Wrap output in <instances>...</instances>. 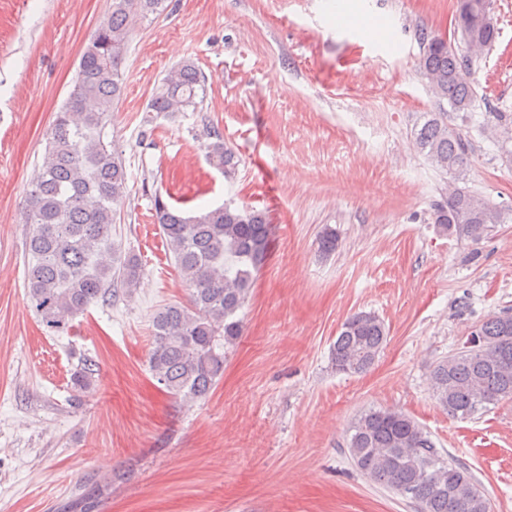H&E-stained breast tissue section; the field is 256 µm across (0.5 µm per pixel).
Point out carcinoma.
Listing matches in <instances>:
<instances>
[{
    "mask_svg": "<svg viewBox=\"0 0 512 512\" xmlns=\"http://www.w3.org/2000/svg\"><path fill=\"white\" fill-rule=\"evenodd\" d=\"M168 0H112L83 52L74 86L55 113L38 173L26 195V297L39 321L56 334L90 305L108 295L133 292L144 274L138 256L112 240V225L128 197L122 152L107 126L123 85L122 65L137 21L161 14ZM470 19L457 26L461 39L486 49L497 28L483 23L484 0H469ZM420 68L426 86L450 111L468 113L471 82L461 73L465 58L448 50V41L424 42ZM206 79L190 59L171 69L154 88L146 111L167 118L199 111ZM415 132L417 149L431 164L464 180L469 145L448 127V113L428 112ZM210 163L229 175L239 158L215 127L204 131ZM155 219L186 284L187 302L164 305L153 317V342L147 354L152 377L183 403L206 399L224 373V360L243 332L241 313L267 261L270 224L264 212L224 204L186 215L154 194ZM433 223L464 231L479 240L495 224L512 220L503 210L464 188H455L434 206ZM387 340L378 316L356 312L343 322L332 346L339 373L362 374L375 363ZM94 368L74 372V390L94 381ZM433 397L448 415L470 418L487 405L512 399V314L483 321L478 335L442 358L431 371ZM347 451L369 481L407 491L417 512H490L489 499L475 475L436 446L414 418L395 409L363 411L349 429Z\"/></svg>",
    "mask_w": 512,
    "mask_h": 512,
    "instance_id": "1",
    "label": "carcinoma"
}]
</instances>
